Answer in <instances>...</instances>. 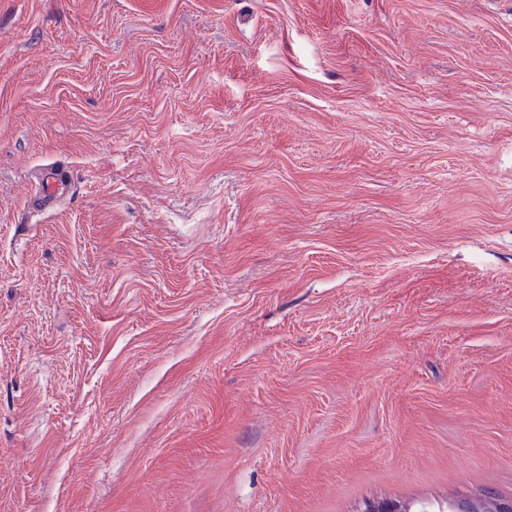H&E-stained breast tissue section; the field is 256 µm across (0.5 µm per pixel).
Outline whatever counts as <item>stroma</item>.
Returning a JSON list of instances; mask_svg holds the SVG:
<instances>
[{"label":"stroma","instance_id":"1","mask_svg":"<svg viewBox=\"0 0 512 512\" xmlns=\"http://www.w3.org/2000/svg\"><path fill=\"white\" fill-rule=\"evenodd\" d=\"M512 498V0H0V512Z\"/></svg>","mask_w":512,"mask_h":512}]
</instances>
